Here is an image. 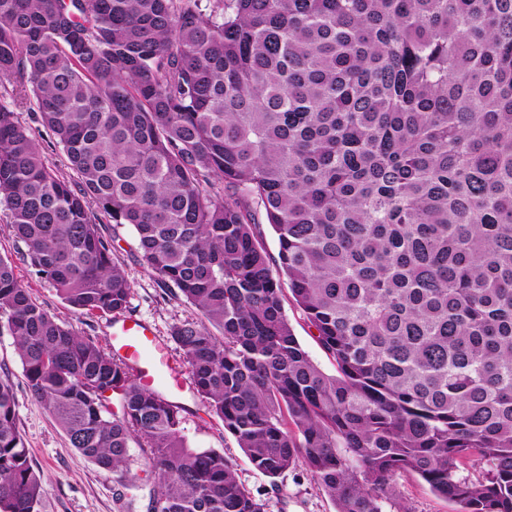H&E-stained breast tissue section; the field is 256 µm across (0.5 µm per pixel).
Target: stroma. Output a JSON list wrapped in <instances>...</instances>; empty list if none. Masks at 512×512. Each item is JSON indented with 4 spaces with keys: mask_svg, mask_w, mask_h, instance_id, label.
<instances>
[{
    "mask_svg": "<svg viewBox=\"0 0 512 512\" xmlns=\"http://www.w3.org/2000/svg\"><path fill=\"white\" fill-rule=\"evenodd\" d=\"M16 115L29 129L46 163L64 176H71L62 145L42 125L31 105L18 108ZM8 222V212L0 204V255L16 260V273L30 288L36 302L80 335L111 340L112 315L79 314L30 267L18 262L19 245ZM100 232L111 242L113 259L126 271L131 282L127 316L152 324L177 371L187 374L188 368L170 337V329L176 323L194 319L195 309L176 297L173 289L162 287L157 276L146 268L131 225L105 221ZM0 378L10 380L14 387L18 427L45 484L42 512H118L117 486L111 473L72 448L51 415L31 398L14 339L1 315ZM177 403L183 408V435L188 446L224 452L232 461L240 482L265 501L266 512H336L333 502L304 465H297L273 480L256 471L234 439L225 434L221 421L207 412L193 387H186ZM394 486L395 494L385 502L384 512H456L454 504L434 495L415 475H397Z\"/></svg>",
    "mask_w": 512,
    "mask_h": 512,
    "instance_id": "stroma-1",
    "label": "stroma"
}]
</instances>
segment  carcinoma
Returning a JSON list of instances; mask_svg holds the SVG:
<instances>
[{
  "label": "carcinoma",
  "mask_w": 512,
  "mask_h": 512,
  "mask_svg": "<svg viewBox=\"0 0 512 512\" xmlns=\"http://www.w3.org/2000/svg\"><path fill=\"white\" fill-rule=\"evenodd\" d=\"M9 86L77 175L0 102L22 260L72 308L120 313L131 286L99 224L133 226L196 309L171 338L256 471L305 465L337 512H383L404 472L458 512H512V0H0ZM0 312L31 396L112 473L119 512H265L224 453L187 447L180 406L2 257ZM44 496L0 379V512ZM19 122L27 127L38 145L46 163L64 176L76 178V174L69 168V163L63 150L54 136L42 125L38 112H33L32 105L24 104V107L16 110ZM285 314L288 316L294 333L298 340L309 353L312 360L326 373H336L335 362L321 349L314 337L315 330L310 328L301 312L294 308L291 301L287 299L284 302Z\"/></svg>",
  "instance_id": "carcinoma-1"
}]
</instances>
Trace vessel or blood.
Masks as SVG:
<instances>
[{"instance_id":"vessel-or-blood-1","label":"vessel or blood","mask_w":512,"mask_h":512,"mask_svg":"<svg viewBox=\"0 0 512 512\" xmlns=\"http://www.w3.org/2000/svg\"><path fill=\"white\" fill-rule=\"evenodd\" d=\"M112 346L121 357L135 366L143 387L152 389L161 385L172 394L181 391L180 380L165 376L162 358L154 356L157 338L146 323L131 318L123 320L115 328Z\"/></svg>"}]
</instances>
